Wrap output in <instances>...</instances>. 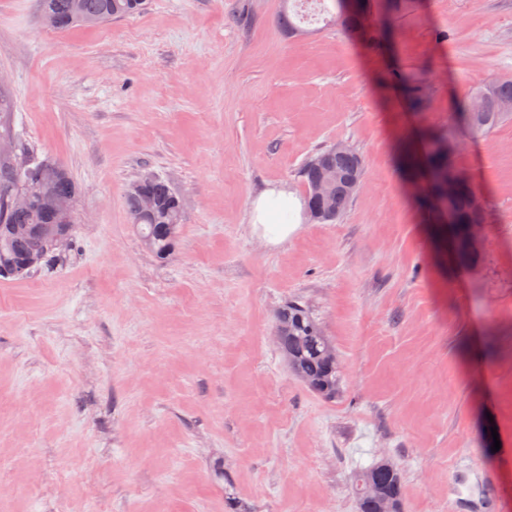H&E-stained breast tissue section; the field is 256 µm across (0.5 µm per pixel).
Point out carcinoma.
<instances>
[{
  "instance_id": "1",
  "label": "carcinoma",
  "mask_w": 512,
  "mask_h": 512,
  "mask_svg": "<svg viewBox=\"0 0 512 512\" xmlns=\"http://www.w3.org/2000/svg\"><path fill=\"white\" fill-rule=\"evenodd\" d=\"M335 12L331 21L345 27L368 28L366 0H331ZM148 0H41L40 21L55 31H65L74 24L97 26L112 19L138 16L146 10ZM512 119V79L495 80L472 91L467 101L457 105L448 127L429 138L422 136L402 154L403 166L415 175H423L418 190L420 206L431 216V223L448 225L449 246L453 253L463 254L469 245L466 225L479 223V207L463 175L453 165L457 150V129L474 136L492 131ZM45 161L33 159L22 180L40 184L26 207L14 206L11 195L0 189V277H18L17 268L26 258L28 236L17 228H43L47 231L40 267L48 263L59 249L54 235L64 233L71 240L74 213H69L68 228L61 229L49 207V201L77 198L78 187L71 177L47 179L42 176ZM336 170V179L324 178V169ZM362 158L352 149L334 151L329 147L300 169L299 177L306 190L305 216L317 224H332L345 212L363 183ZM146 191L155 200V208L146 212L140 197L127 193L126 205L133 228L142 243L157 259L172 256L178 244L184 221L183 208L172 205L175 194L169 181L156 175ZM274 335L288 367L314 392L333 398L340 389L338 367L328 361L333 347L321 323L309 307L289 302L275 317ZM402 484L398 469L388 461H380L361 471L355 478L360 512L379 508L375 491Z\"/></svg>"
}]
</instances>
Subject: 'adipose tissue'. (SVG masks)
<instances>
[{"label":"adipose tissue","instance_id":"obj_1","mask_svg":"<svg viewBox=\"0 0 512 512\" xmlns=\"http://www.w3.org/2000/svg\"><path fill=\"white\" fill-rule=\"evenodd\" d=\"M302 219V200L283 185L267 187L252 203L253 228L271 244L287 241Z\"/></svg>","mask_w":512,"mask_h":512}]
</instances>
